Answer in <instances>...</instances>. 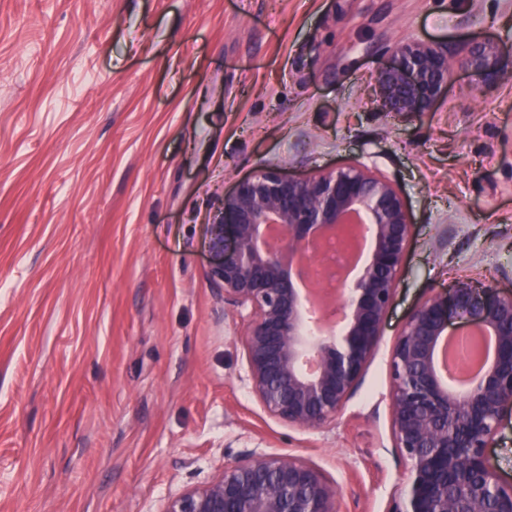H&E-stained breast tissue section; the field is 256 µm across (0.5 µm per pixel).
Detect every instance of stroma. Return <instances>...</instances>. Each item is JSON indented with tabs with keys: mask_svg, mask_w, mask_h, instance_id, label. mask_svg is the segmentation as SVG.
Listing matches in <instances>:
<instances>
[{
	"mask_svg": "<svg viewBox=\"0 0 512 512\" xmlns=\"http://www.w3.org/2000/svg\"><path fill=\"white\" fill-rule=\"evenodd\" d=\"M417 38L510 49L512 0H0V512H165L255 452L387 512L402 325L462 279L512 289V78L458 67L426 111H383ZM357 160L409 244L355 392L303 430L251 390L208 226L260 168Z\"/></svg>",
	"mask_w": 512,
	"mask_h": 512,
	"instance_id": "stroma-1",
	"label": "stroma"
}]
</instances>
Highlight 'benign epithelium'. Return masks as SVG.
<instances>
[{
    "instance_id": "1",
    "label": "benign epithelium",
    "mask_w": 512,
    "mask_h": 512,
    "mask_svg": "<svg viewBox=\"0 0 512 512\" xmlns=\"http://www.w3.org/2000/svg\"><path fill=\"white\" fill-rule=\"evenodd\" d=\"M377 77L387 112H423L455 65L490 87L512 75V53L493 40L462 55L425 40L395 45ZM361 221L372 248L355 282L316 288L341 313L324 331L299 283L330 239L356 245ZM411 221L400 193L363 162L307 179L264 168L240 180L210 225L216 261L209 280L224 303L248 311L239 337L251 389L263 410L291 427L317 430L356 390L374 354L404 260ZM493 339L481 370L458 390L442 362L448 338ZM392 435L405 461L387 512H512V482L487 448L512 413V293L493 281L460 280L435 292L401 328L389 361ZM341 495L315 465L290 453H256L226 464L209 483L174 496L165 512H336Z\"/></svg>"
}]
</instances>
